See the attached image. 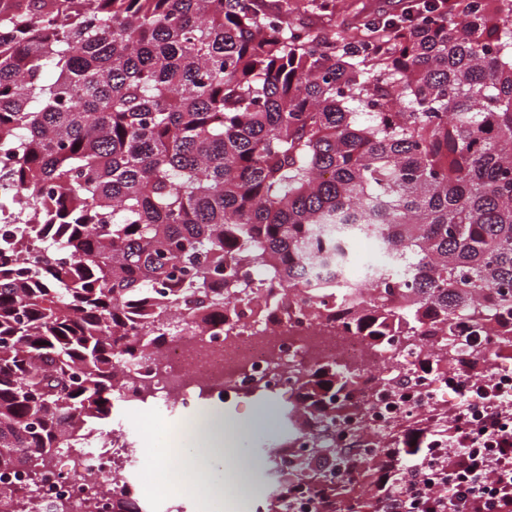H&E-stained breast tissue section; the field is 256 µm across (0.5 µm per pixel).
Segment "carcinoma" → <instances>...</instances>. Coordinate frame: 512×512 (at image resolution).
Segmentation results:
<instances>
[{
	"label": "carcinoma",
	"mask_w": 512,
	"mask_h": 512,
	"mask_svg": "<svg viewBox=\"0 0 512 512\" xmlns=\"http://www.w3.org/2000/svg\"><path fill=\"white\" fill-rule=\"evenodd\" d=\"M303 0H0V468L41 473L112 426L125 363L251 313V279L381 348L437 334L453 364L512 347V0H418L313 29ZM51 69L55 78L44 79ZM384 256L346 277L354 245ZM336 420L356 373L290 370ZM427 443L381 447L386 481ZM284 496L379 512L328 448ZM0 503L31 512L29 491Z\"/></svg>",
	"instance_id": "obj_1"
}]
</instances>
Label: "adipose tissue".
I'll use <instances>...</instances> for the list:
<instances>
[{
  "label": "adipose tissue",
  "instance_id": "ef3b65f1",
  "mask_svg": "<svg viewBox=\"0 0 512 512\" xmlns=\"http://www.w3.org/2000/svg\"><path fill=\"white\" fill-rule=\"evenodd\" d=\"M265 417V411L255 412L231 430L225 428L221 416L201 417L194 426V440L185 448L181 459L182 473L189 488L208 499L223 497V484L209 480V472L214 466L224 465L228 458L238 457L241 436L263 424Z\"/></svg>",
  "mask_w": 512,
  "mask_h": 512
}]
</instances>
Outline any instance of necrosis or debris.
Listing matches in <instances>:
<instances>
[{
  "instance_id": "obj_1",
  "label": "necrosis or debris",
  "mask_w": 512,
  "mask_h": 512,
  "mask_svg": "<svg viewBox=\"0 0 512 512\" xmlns=\"http://www.w3.org/2000/svg\"><path fill=\"white\" fill-rule=\"evenodd\" d=\"M480 350L491 368L485 382H476L459 364L449 368L447 386L421 373L405 386L393 346L372 351L363 336L291 312L269 318L259 301L237 334L228 336L216 327L151 347L146 362L127 369L135 390L116 396L111 436H93L80 447L64 449L30 496L38 512H56L60 506L66 512H112V491L117 488L139 512H173L171 495L146 494L134 470L138 450L121 433L128 400L160 420L174 448L187 443L189 423L202 405L252 392L288 396L289 366L307 367L324 359L359 372L355 397L330 427V438L336 447L362 452L372 462L390 433L420 425L429 436L440 438L448 414L466 416L474 424L489 413L488 396L512 397V365L500 361L502 344L484 343ZM443 388L448 391L444 399L439 396Z\"/></svg>"
}]
</instances>
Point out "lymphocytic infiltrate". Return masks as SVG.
Segmentation results:
<instances>
[{
    "instance_id": "lymphocytic-infiltrate-1",
    "label": "lymphocytic infiltrate",
    "mask_w": 512,
    "mask_h": 512,
    "mask_svg": "<svg viewBox=\"0 0 512 512\" xmlns=\"http://www.w3.org/2000/svg\"><path fill=\"white\" fill-rule=\"evenodd\" d=\"M461 435L455 446H429L384 485L381 512H512V414Z\"/></svg>"
}]
</instances>
